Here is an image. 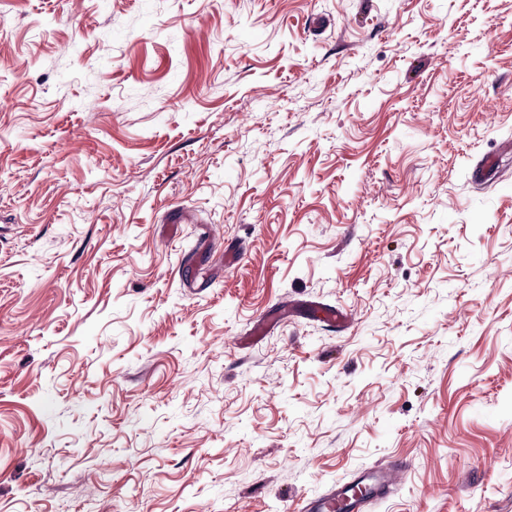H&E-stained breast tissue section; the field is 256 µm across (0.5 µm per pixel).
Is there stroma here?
<instances>
[{
    "label": "stroma",
    "mask_w": 512,
    "mask_h": 512,
    "mask_svg": "<svg viewBox=\"0 0 512 512\" xmlns=\"http://www.w3.org/2000/svg\"><path fill=\"white\" fill-rule=\"evenodd\" d=\"M0 24V512H512V0ZM302 313L314 321L325 323L328 326H336L341 330H344L349 322L348 315L342 310L312 301L290 307L283 315L297 316ZM403 473L401 464L386 463L366 467L349 481H339L326 494L307 498L301 512H367L390 495Z\"/></svg>",
    "instance_id": "1"
}]
</instances>
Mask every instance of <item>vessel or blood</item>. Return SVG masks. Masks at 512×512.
Masks as SVG:
<instances>
[{"mask_svg":"<svg viewBox=\"0 0 512 512\" xmlns=\"http://www.w3.org/2000/svg\"><path fill=\"white\" fill-rule=\"evenodd\" d=\"M289 315H306L327 325L345 328L349 318L342 310L307 301L289 308ZM403 473L402 465L386 463L366 467L348 481H339L326 494L306 499L300 512H369L370 507L390 495Z\"/></svg>","mask_w":512,"mask_h":512,"instance_id":"vessel-or-blood-1","label":"vessel or blood"}]
</instances>
